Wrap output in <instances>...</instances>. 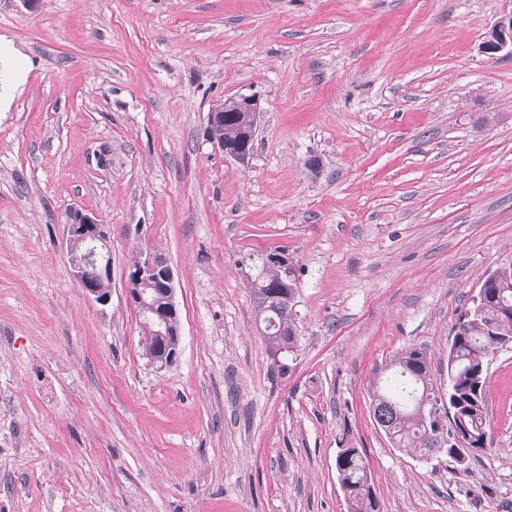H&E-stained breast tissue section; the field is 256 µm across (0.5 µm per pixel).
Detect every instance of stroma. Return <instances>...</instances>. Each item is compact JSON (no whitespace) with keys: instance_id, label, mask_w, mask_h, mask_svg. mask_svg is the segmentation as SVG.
Listing matches in <instances>:
<instances>
[{"instance_id":"obj_1","label":"stroma","mask_w":512,"mask_h":512,"mask_svg":"<svg viewBox=\"0 0 512 512\" xmlns=\"http://www.w3.org/2000/svg\"><path fill=\"white\" fill-rule=\"evenodd\" d=\"M512 0H0V512H512V348L494 441L394 447L371 394L402 350L445 366L481 280L512 263ZM256 95L248 164L204 135ZM317 160L309 168L308 160ZM107 226L86 298L71 211ZM296 268L298 347L273 368L244 254ZM175 274L176 364L141 355L134 258ZM482 47L490 57H497L499 53L512 56V14L502 18L489 30ZM67 246L72 274L82 293L95 303L106 306L111 301V281L106 288H98L89 282L88 273L94 270L101 281L111 280L112 261L107 241L106 224L81 211L69 214ZM80 247L79 252L77 247ZM336 456V472L353 512H380L372 492L365 458L359 448H347Z\"/></svg>"}]
</instances>
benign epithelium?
Segmentation results:
<instances>
[{
	"instance_id": "7a95c632",
	"label": "benign epithelium",
	"mask_w": 512,
	"mask_h": 512,
	"mask_svg": "<svg viewBox=\"0 0 512 512\" xmlns=\"http://www.w3.org/2000/svg\"><path fill=\"white\" fill-rule=\"evenodd\" d=\"M483 52L491 57L503 53L512 56V14L498 21L487 33ZM234 112L239 126L232 137L217 140L211 136L212 128L224 118V113ZM260 114L259 99L255 95H240L232 105H222L207 114L206 137L214 148L224 153V158L245 165L253 154L257 119ZM67 246L72 274L82 293L95 303L106 306L111 301V289L99 288L89 282L93 270L101 281L111 279L112 261L107 241L106 225L81 211L69 214ZM174 271L161 256L146 252L128 280V296L138 308L152 314V324L158 334L180 336L177 308L174 302Z\"/></svg>"
}]
</instances>
